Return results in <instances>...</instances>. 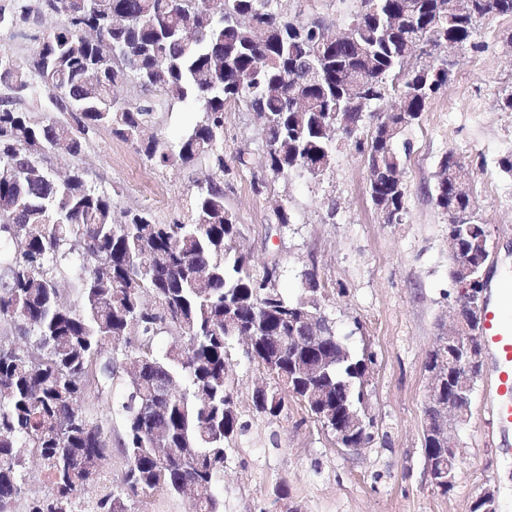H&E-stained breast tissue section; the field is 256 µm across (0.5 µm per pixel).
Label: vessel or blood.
Returning <instances> with one entry per match:
<instances>
[{
    "label": "vessel or blood",
    "instance_id": "b4317fda",
    "mask_svg": "<svg viewBox=\"0 0 512 512\" xmlns=\"http://www.w3.org/2000/svg\"><path fill=\"white\" fill-rule=\"evenodd\" d=\"M512 305V290L499 289L498 300L484 312L481 330L483 345L495 361V378L490 396V411L496 424L512 428V322L502 316L504 307Z\"/></svg>",
    "mask_w": 512,
    "mask_h": 512
}]
</instances>
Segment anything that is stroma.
<instances>
[{
	"label": "stroma",
	"mask_w": 512,
	"mask_h": 512,
	"mask_svg": "<svg viewBox=\"0 0 512 512\" xmlns=\"http://www.w3.org/2000/svg\"><path fill=\"white\" fill-rule=\"evenodd\" d=\"M359 0H281L288 16L318 19L331 32L345 31ZM49 14L0 34V47L25 57L38 37L59 27ZM511 16L483 19L475 48L454 52L448 84L433 98L418 124L405 129L409 146L403 180L407 187L402 223H382L368 192L365 157L353 142L339 139L335 161L317 177L270 181L254 194L262 173L263 146L254 113L229 107L224 155L249 153L237 170L225 204L237 217V250L259 265L278 262L279 286L289 297L301 293V273L312 268L325 286L324 310L355 350L373 355L366 411L373 440L344 448L333 434L304 421L298 406L270 418L252 409V389L262 373L241 343L229 351V377L246 430L237 437L224 468V512H470L483 487L498 491V512H512V430L497 428L486 409L492 380L484 366L471 414L454 436L461 458L453 488L430 482L424 455V409L428 399L427 355L453 324L456 288L450 277V217L433 191L442 158L449 153L469 168L474 211L491 239L490 285L512 283V172L501 161L512 156V112L500 108L499 92L512 81ZM64 171L86 170L89 184L116 185L115 210L150 205L162 221L185 210L203 169L154 167L129 143L107 131L91 139L79 157L57 156ZM289 202L291 222L276 224L272 205ZM287 498H277L276 483Z\"/></svg>",
	"instance_id": "35a3bbf8"
}]
</instances>
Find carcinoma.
<instances>
[{
  "mask_svg": "<svg viewBox=\"0 0 512 512\" xmlns=\"http://www.w3.org/2000/svg\"><path fill=\"white\" fill-rule=\"evenodd\" d=\"M274 0H223L209 12L204 0H11L0 6V29L43 14L66 23L47 32L21 68L0 49V512L27 492L29 451L51 477L50 491L27 498V512H134L159 489L183 495L187 482L209 486L194 512H223L218 489L230 445L245 425L228 379V351L242 333L262 324L246 353L263 368L267 397L252 399L259 414L277 418L289 402L336 430L334 412L363 404L372 355L353 351L325 319L317 351L331 359L320 387L338 397L333 416L320 417L299 371L303 348L268 346L266 336H302L294 320L300 299L279 288L276 265L254 268L234 248L236 215L224 202L229 176L246 168L240 150L224 157V112L240 104L258 115L265 175L252 187L292 173L319 176L336 155L324 126L341 120L360 127L364 111L398 98L380 112L373 131L355 145L366 155L372 201L390 202L394 223L406 214L397 142L448 83V59L421 63L446 43L472 44L487 16H512V0H361L350 22L355 41L322 47L319 20L278 12ZM135 79L149 97L130 105L113 89ZM197 114L179 138H142L167 102ZM107 130L137 147L154 165H205L190 207L169 223L148 208L116 215L112 193L87 184L73 167L66 179L50 171L43 149L66 141L77 157L92 135ZM437 205L467 218L448 234L470 249L489 244L470 199L438 180ZM78 272L76 303L60 285ZM182 342L164 351V333ZM460 348H447L443 395L472 396L475 385L456 373ZM92 396L123 423V483H104L112 428L83 405ZM97 480L100 492L85 497Z\"/></svg>",
  "mask_w": 512,
  "mask_h": 512,
  "instance_id": "1",
  "label": "carcinoma"
}]
</instances>
